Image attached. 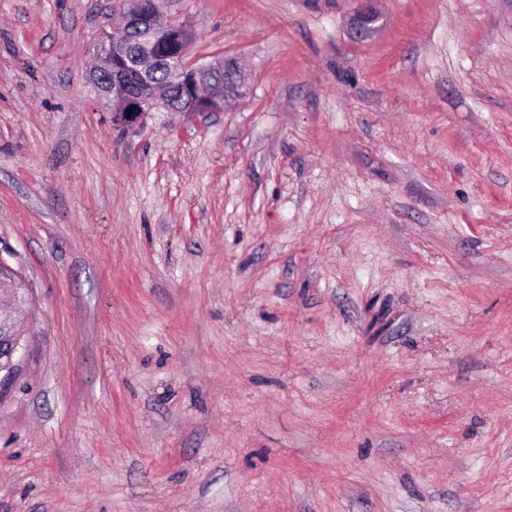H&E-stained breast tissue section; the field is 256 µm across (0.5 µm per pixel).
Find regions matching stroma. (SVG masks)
<instances>
[{"mask_svg":"<svg viewBox=\"0 0 512 512\" xmlns=\"http://www.w3.org/2000/svg\"><path fill=\"white\" fill-rule=\"evenodd\" d=\"M163 0L223 111L115 123L121 0H0V512H512V0ZM378 21V13L371 6L365 5L351 18V34L358 39L366 38L374 32ZM14 336H10L8 344H4L1 355L0 346V371L6 367L8 370L16 369L17 367L21 371L22 362L24 359V353L26 351L25 336H21V333H15ZM8 370H3V376L8 373Z\"/></svg>","mask_w":512,"mask_h":512,"instance_id":"stroma-1","label":"stroma"}]
</instances>
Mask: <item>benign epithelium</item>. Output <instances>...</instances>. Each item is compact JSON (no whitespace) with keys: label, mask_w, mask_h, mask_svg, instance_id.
I'll return each instance as SVG.
<instances>
[{"label":"benign epithelium","mask_w":512,"mask_h":512,"mask_svg":"<svg viewBox=\"0 0 512 512\" xmlns=\"http://www.w3.org/2000/svg\"><path fill=\"white\" fill-rule=\"evenodd\" d=\"M124 30L120 37L103 34L96 56L107 68L110 81L103 83L100 95L112 102L119 123L138 126L150 112H217L229 101L246 96L247 75L234 58L201 63L190 57L192 32L182 26L159 27L163 0H125ZM351 18V34L363 39L376 28L378 13L363 0ZM168 64V83L153 80L154 70ZM165 92H159V87ZM26 339L16 333L0 352V370L22 367Z\"/></svg>","instance_id":"benign-epithelium-1"}]
</instances>
